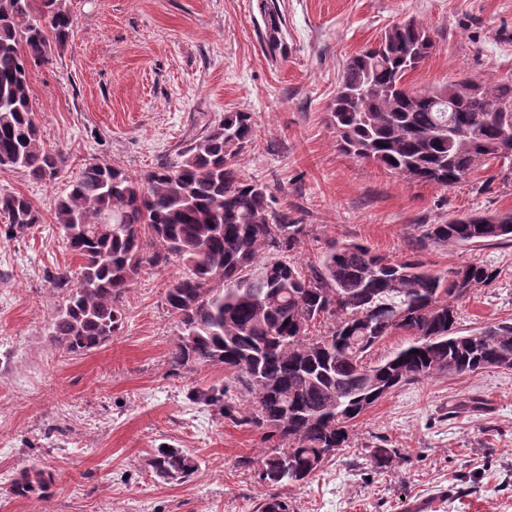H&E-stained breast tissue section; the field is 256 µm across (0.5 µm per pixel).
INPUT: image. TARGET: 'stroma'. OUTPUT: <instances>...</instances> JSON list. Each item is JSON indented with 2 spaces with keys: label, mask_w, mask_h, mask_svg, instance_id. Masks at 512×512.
<instances>
[{
  "label": "stroma",
  "mask_w": 512,
  "mask_h": 512,
  "mask_svg": "<svg viewBox=\"0 0 512 512\" xmlns=\"http://www.w3.org/2000/svg\"><path fill=\"white\" fill-rule=\"evenodd\" d=\"M282 42H265L260 0H66L75 31L52 63L29 75L47 147L62 151L58 176L35 182L0 169V191L20 193L43 216L12 236L0 216V512H255L270 488L237 465L259 458L261 433L225 420L204 394L222 388L208 366L171 371L177 320L164 296L183 266H144L124 302L125 322L101 348L56 347L50 322L62 291L50 278L79 260L52 221L54 205L85 164L104 161L140 176L177 159L227 112L252 115L255 137L236 158L266 183L278 206L297 207L312 238L294 260L315 262L330 240L359 242L393 259L418 254L445 272L464 262L495 280L458 302L468 334L512 322V245H428L426 224L454 212L512 210V183L497 166L444 189L412 183L336 147L327 112L347 59L407 19L435 48L408 81L431 89L461 75L512 80V0H276ZM186 449L190 481L152 477V448ZM394 449L376 468V447ZM41 472L50 496L12 495L15 477ZM288 512H512V371L439 375L393 389L350 431L310 480L281 488Z\"/></svg>",
  "instance_id": "obj_1"
}]
</instances>
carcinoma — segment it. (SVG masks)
Here are the masks:
<instances>
[{
  "label": "carcinoma",
  "instance_id": "carcinoma-1",
  "mask_svg": "<svg viewBox=\"0 0 512 512\" xmlns=\"http://www.w3.org/2000/svg\"><path fill=\"white\" fill-rule=\"evenodd\" d=\"M270 48L281 44L278 5L263 0ZM64 0H0V168L50 181L65 163L44 145L30 100L29 74L50 63L74 34ZM421 23L394 25L376 46L345 64L328 113L344 154L410 182L452 188L489 163L511 162L512 81L477 83V92L455 98L457 81L416 89L407 77L432 54ZM455 111H441V100ZM254 139L248 112H226L178 159L133 177L105 161L85 165L57 198L54 221L81 260L77 279L53 277L67 298L51 323L56 346L92 352L119 334L124 297L145 265L175 257L184 272L168 289V309L178 337L168 354L174 370L202 365L228 374L224 419L262 431L271 444L257 477L268 487L295 485L314 476L326 448H344L349 428L386 385L394 389L438 374L462 375L495 367L512 354V323L470 332L458 340L456 303L486 285L494 271L465 262L433 273L412 256L390 260L359 243L327 244L318 262L303 270L287 260L306 236L298 208L275 209L262 182L246 178L236 157ZM0 214L22 233L43 221L32 202L0 192ZM116 218L103 223L106 216ZM512 240V211L450 215L427 224L418 246L494 245ZM320 320L326 332L311 334ZM397 330L405 346L375 363L365 355ZM166 484H183L199 469L181 448H157L147 460ZM41 474L24 472L12 492L26 497L44 489ZM256 512H288L271 494Z\"/></svg>",
  "mask_w": 512,
  "mask_h": 512
}]
</instances>
